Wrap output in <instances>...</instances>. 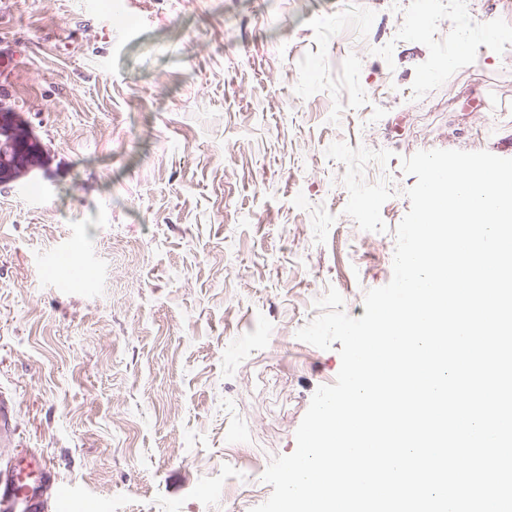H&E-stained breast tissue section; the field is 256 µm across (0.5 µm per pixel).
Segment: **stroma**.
Wrapping results in <instances>:
<instances>
[{
  "mask_svg": "<svg viewBox=\"0 0 512 512\" xmlns=\"http://www.w3.org/2000/svg\"><path fill=\"white\" fill-rule=\"evenodd\" d=\"M512 32V0H465ZM414 0H0V101L48 150L0 185V399L86 512H252L365 313L433 149L512 158V39L443 71ZM360 194L370 209L352 208ZM69 250L72 264L45 257Z\"/></svg>",
  "mask_w": 512,
  "mask_h": 512,
  "instance_id": "1",
  "label": "stroma"
}]
</instances>
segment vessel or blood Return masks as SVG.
<instances>
[{
    "mask_svg": "<svg viewBox=\"0 0 512 512\" xmlns=\"http://www.w3.org/2000/svg\"><path fill=\"white\" fill-rule=\"evenodd\" d=\"M52 471L34 456L14 458L0 469V512H45Z\"/></svg>",
    "mask_w": 512,
    "mask_h": 512,
    "instance_id": "vessel-or-blood-1",
    "label": "vessel or blood"
}]
</instances>
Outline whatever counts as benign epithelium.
Segmentation results:
<instances>
[{
  "mask_svg": "<svg viewBox=\"0 0 512 512\" xmlns=\"http://www.w3.org/2000/svg\"><path fill=\"white\" fill-rule=\"evenodd\" d=\"M47 150L18 113L0 107V184L19 181L41 171Z\"/></svg>",
  "mask_w": 512,
  "mask_h": 512,
  "instance_id": "1",
  "label": "benign epithelium"
}]
</instances>
